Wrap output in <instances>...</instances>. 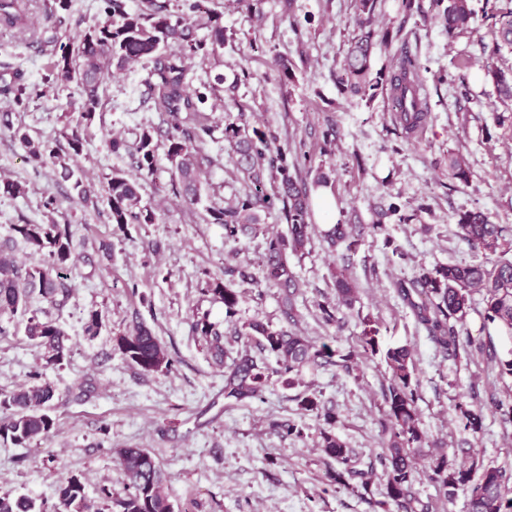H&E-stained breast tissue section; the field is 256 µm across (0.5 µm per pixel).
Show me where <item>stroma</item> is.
<instances>
[{"instance_id":"stroma-1","label":"stroma","mask_w":512,"mask_h":512,"mask_svg":"<svg viewBox=\"0 0 512 512\" xmlns=\"http://www.w3.org/2000/svg\"><path fill=\"white\" fill-rule=\"evenodd\" d=\"M46 0H30L23 28L0 29V86L16 81L43 84L44 93L27 108L15 107L0 93V112L10 113L14 127L33 138H58L64 125L77 120L80 99L74 87L44 85L50 64V36L65 38L103 20L101 0H72L59 23L45 19ZM503 0H471L473 21L448 39L438 28L425 30L404 17L399 0H380L378 20L390 28L415 32L428 84L430 112L425 125L408 137L393 132L390 100L370 101L339 93L330 77L341 59L353 27L352 0H264L263 14L238 11L234 0H210L222 13L229 37L219 57L189 60L195 87L214 84L216 75L233 78L241 68L252 74L234 101L223 91L209 94L194 121L209 126L201 153L205 168L200 204L186 207L171 187L170 163L159 156L153 176L141 182L145 204L155 207L152 224H132L119 232L105 211L84 208L73 198L68 181L52 168L33 170L9 132L0 131V176L20 181L24 195L0 194V250L22 264L35 262L28 245L12 236L13 224L55 220L71 225L78 258L72 292L65 304L37 302L69 336L70 357L48 370L59 395L53 436L38 447L0 442V494L26 493L54 500L56 476L42 460L53 452L61 471L80 474L88 495L101 486L114 496L127 492L113 455L127 446L149 449L168 476L165 490L175 512H397L383 505L384 477L380 422L383 387L389 377L388 348L408 346L418 379L417 405L429 444L415 460L413 492L428 512H467V498H445L430 478L429 459L446 456L458 465L477 458L486 468L512 470V378L498 363L512 355V337L484 319L481 295H474L464 323L482 347L452 356L438 346L397 296L393 283L448 264L487 265L490 253L472 249L457 233L461 212L478 208L490 221L512 227V103H503L480 69L481 45L493 39L492 16ZM302 21L294 34L291 20ZM287 58L294 79L281 83L271 63ZM152 65L142 62L106 74L100 87L101 109L87 131L77 166L94 180L112 170L134 171L130 156L110 154L107 140L117 134L134 139L146 126L165 145L163 116L156 112L147 83ZM447 69L448 84L434 86L433 73ZM244 113L248 124L270 128L281 140L309 154L313 167L329 173L336 200V221L351 225L354 251L329 249L322 239L327 215L313 212L316 230L307 252L291 257L300 283L293 319L282 313L276 289L256 285L270 235L287 231L271 214L247 227L237 242L224 229L206 223V209L242 196L243 180L233 173L224 144L226 112ZM335 125L336 141L323 147V132ZM462 156L468 182L448 176L449 155ZM55 199V210L44 206ZM397 204L399 216L373 229L376 210ZM111 242L104 254L103 242ZM346 269L358 294L340 323H326L322 305L335 302L334 273ZM218 278L234 282L240 295L234 315L203 291ZM101 310L106 326L96 338L83 332L89 310ZM208 315L234 347L236 326L261 321L289 327L313 339L333 337L341 352H358L353 373L333 365L304 371L295 387L272 381L262 397L235 401L224 396V374L211 364L193 321ZM22 315L0 313V393L28 383L44 361L43 349L24 334ZM148 325L175 360L167 373H144L129 365L113 338L134 322ZM375 332V349L360 354L363 329ZM87 397L76 398L79 385ZM316 393L335 412V431L352 448L360 468H372L369 491L331 484L332 460L318 446L322 420L303 413L299 394ZM467 405L481 416L477 431L465 429L457 411ZM290 421L301 436H281L276 423Z\"/></svg>"}]
</instances>
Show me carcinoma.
<instances>
[{
    "label": "carcinoma",
    "instance_id": "1",
    "mask_svg": "<svg viewBox=\"0 0 512 512\" xmlns=\"http://www.w3.org/2000/svg\"><path fill=\"white\" fill-rule=\"evenodd\" d=\"M29 0H0V24L9 28L22 25ZM107 19L89 26L75 37L63 42L56 36L47 39L51 62L46 82L75 85L80 94V119L61 131L66 145L58 141L35 140L27 133L13 129L11 113H0V128L13 132L34 168L53 166L65 180L72 181L78 203L97 209L105 206L117 231L124 232L129 224H152L156 220L151 206L142 203L139 178L153 175L157 162L155 129L144 127L134 141L112 137L107 141L110 152H126L134 157L138 177L121 169L112 171L101 190L86 183L70 165L80 156L86 143L85 131L100 106L99 85L105 72L125 69L130 64L150 60L153 67L148 83L154 92L156 109L166 116V156L171 165V186L184 203L195 206L201 200V176L205 158L198 144L210 135L205 125L189 124V116L200 111L208 95L187 79L186 61L196 56H209L224 48L223 15L201 6V0H182L178 13L170 10V0H140L133 7L129 0H102ZM498 15L497 35L482 44L485 77L494 84L499 96L512 101V71L496 67L493 60L506 47H512V0ZM379 0H353L355 35L350 47L331 77L340 93L372 99L381 90L388 93L398 111L399 124L410 134L424 124L429 112L427 96L419 80L421 63L418 56L405 50L392 73L373 70L372 55L376 46H389L401 37L403 28H382L377 22ZM400 9L408 17H417L420 26L437 23L452 39L469 28L473 19L470 0H400ZM208 14V33L198 34L197 16ZM14 103L26 107L39 96L35 87L13 84L5 88ZM224 142L233 154L234 166L246 181V190L237 201L225 207L206 209L207 222L224 225V239L234 240L247 224H259L262 216L274 212L288 226V235L272 236L262 262L260 282L276 288L282 311L292 317L295 311L297 279L288 254L303 252L311 240L314 188L326 186L330 177L321 169L309 166L310 158L280 141L269 129L249 128L242 119L230 116L224 120ZM314 174L312 180L301 177V169ZM451 178L466 183L469 170L459 156L448 161ZM459 234L474 248L497 256L490 266L466 264L443 265L412 279H398L393 287L402 302L430 338L456 355L469 352L473 341L462 336V330L450 324H464L475 292L483 295L484 318L503 328L512 336V228L493 224L479 209L467 210L458 219ZM10 231L20 237L39 256L28 266L19 265L9 254L0 251V313L27 315L25 335L47 351L42 369L31 373L32 383L7 394L0 393V441L27 447L49 439L57 425V392L44 380V370L63 364L70 354L64 330L53 321L31 309L35 299L59 304L67 297L72 284L70 274L76 266L70 225L49 221L43 224H12ZM330 247L349 242L352 237L348 224L336 223L325 234ZM336 303L321 307L327 323H338L342 308L353 305L357 288L346 274H335ZM204 292L224 304L232 315L239 291L232 283L210 279ZM105 327V315L100 310L89 311L84 319V332L94 338ZM192 331L204 342L212 364L224 367V336L205 316L192 323ZM237 338L253 342L259 351L272 356L275 366L248 354H240L224 371V396L237 401L257 398L268 388L271 378L279 377L289 387L306 367L335 365L347 373L355 370V354L340 353L330 340H312L286 328H274L268 323L251 321L236 330ZM115 348L130 365L147 373L169 371L174 359L167 348L144 323L136 322L114 337ZM390 370L384 389L387 406L382 424L383 455L380 462L385 476L384 495L400 512H415L416 498L412 493L415 458L428 444L421 428L417 407L415 362L407 347L390 348L386 352ZM301 411L323 421L320 447L338 468L328 472L330 483L346 485L358 480L368 487L370 471L358 468L352 449L334 432L336 414L322 407L316 394L299 397ZM128 487L126 497L116 498L112 489L102 486L96 498H90L80 475L70 472L55 483L56 503L48 507L28 495L0 494V512H175L173 503L164 492L165 473L154 454L147 448L113 449ZM431 478L452 498L458 490L467 494L469 512H512V472L499 468L479 469L476 459L468 466L455 467L439 456L430 465ZM480 471L478 478L473 472Z\"/></svg>",
    "mask_w": 512,
    "mask_h": 512
}]
</instances>
